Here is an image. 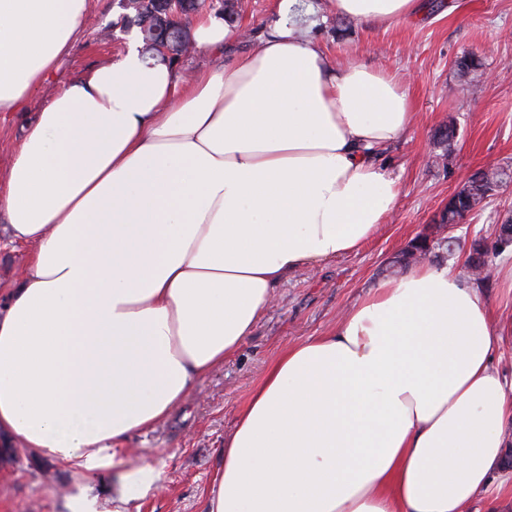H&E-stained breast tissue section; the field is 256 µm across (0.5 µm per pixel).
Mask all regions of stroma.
Returning <instances> with one entry per match:
<instances>
[{
    "instance_id": "35a3bbf8",
    "label": "stroma",
    "mask_w": 512,
    "mask_h": 512,
    "mask_svg": "<svg viewBox=\"0 0 512 512\" xmlns=\"http://www.w3.org/2000/svg\"><path fill=\"white\" fill-rule=\"evenodd\" d=\"M418 17L394 25L336 15L330 0H301L297 19L331 59L357 56L397 75L416 114L385 159L401 192L385 224L356 251L290 274L278 298L223 365L206 373L167 419L132 436L115 451L116 468L151 465L160 475L128 512H207V493L224 463V439L234 430L255 385L288 346L330 332L337 315L369 288L392 278V263L434 227L449 197L474 171L512 168V0H420ZM119 0H89L88 18L50 78L18 112L0 115V170L6 169L21 128L63 85L116 59L136 32L97 39L119 22ZM479 55L483 66L461 75L457 59ZM455 124L452 147L437 139ZM512 218V190L498 191L462 224L449 227L429 260L464 270L475 235L495 237ZM0 462V512H63L61 497L76 490L75 472L43 461L31 448L10 446ZM477 512H512V447L476 504Z\"/></svg>"
}]
</instances>
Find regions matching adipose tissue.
<instances>
[{"label": "adipose tissue", "mask_w": 512, "mask_h": 512, "mask_svg": "<svg viewBox=\"0 0 512 512\" xmlns=\"http://www.w3.org/2000/svg\"><path fill=\"white\" fill-rule=\"evenodd\" d=\"M389 25L418 0H331ZM88 0H0V112L67 53ZM211 67L130 47L51 97L0 175V231L29 270L0 287V438L80 479L67 512H124L112 448L169 417L232 355L289 274L352 252L393 209L379 161L415 115L394 74L334 62L278 24ZM512 337L478 285L423 263L268 367L224 442L208 512H473L512 444Z\"/></svg>", "instance_id": "obj_1"}]
</instances>
